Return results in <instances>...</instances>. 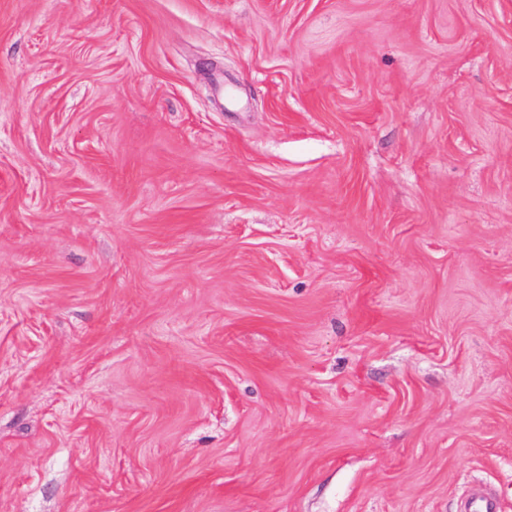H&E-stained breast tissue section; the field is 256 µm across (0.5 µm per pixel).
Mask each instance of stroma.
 Here are the masks:
<instances>
[{"label": "stroma", "mask_w": 512, "mask_h": 512, "mask_svg": "<svg viewBox=\"0 0 512 512\" xmlns=\"http://www.w3.org/2000/svg\"><path fill=\"white\" fill-rule=\"evenodd\" d=\"M512 512V0H0V512Z\"/></svg>", "instance_id": "stroma-1"}]
</instances>
